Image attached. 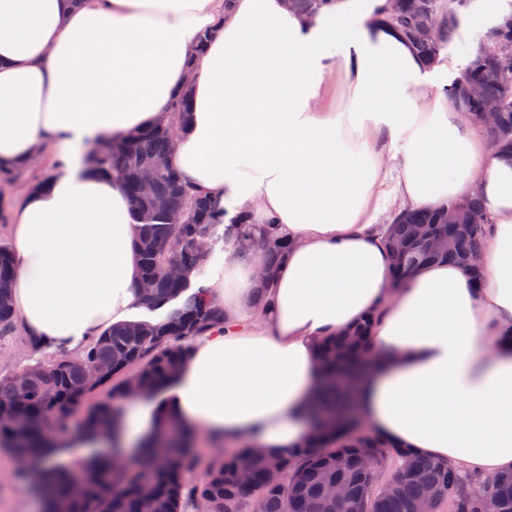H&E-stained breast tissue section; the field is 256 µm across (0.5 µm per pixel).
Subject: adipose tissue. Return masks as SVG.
<instances>
[{
	"label": "adipose tissue",
	"mask_w": 512,
	"mask_h": 512,
	"mask_svg": "<svg viewBox=\"0 0 512 512\" xmlns=\"http://www.w3.org/2000/svg\"><path fill=\"white\" fill-rule=\"evenodd\" d=\"M388 0H0V166L45 183L12 201V302L48 351L78 352L141 308L123 182L83 151L165 120L191 90L168 157L216 201L223 249L193 273L224 321L188 343L114 439L167 418L214 441L299 460L312 437L319 343L374 316L356 395L366 430L486 481L512 471V156L489 144L389 19ZM480 194L481 282L435 261L402 286L385 219ZM276 221L288 251L264 296L241 239Z\"/></svg>",
	"instance_id": "1"
}]
</instances>
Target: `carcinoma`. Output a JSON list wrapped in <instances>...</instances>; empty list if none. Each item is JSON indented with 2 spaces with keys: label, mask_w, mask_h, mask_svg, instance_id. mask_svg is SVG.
<instances>
[{
  "label": "carcinoma",
  "mask_w": 512,
  "mask_h": 512,
  "mask_svg": "<svg viewBox=\"0 0 512 512\" xmlns=\"http://www.w3.org/2000/svg\"><path fill=\"white\" fill-rule=\"evenodd\" d=\"M328 0H292L291 9L317 14ZM466 0H396L390 22L413 42L420 55L431 61L452 38L458 23L457 11ZM429 12L434 21L430 37L416 38L418 16ZM491 43L503 51H512V17L508 16L491 36ZM493 53L481 50L461 79L448 93L470 111L485 108L500 114V129L494 134L495 146L512 150V74L495 73ZM479 96L469 94L471 87ZM189 112V90L176 99L171 119L184 124ZM173 150L166 128L153 126L119 140L105 139L91 163L92 169L116 175L125 184L135 218L142 224L139 256L142 279L153 282V292L143 296L142 305L155 312L167 309L156 321L135 320L115 326L91 343L81 354L52 355L46 360L13 374H0V444L12 453L31 457L37 472L47 465L56 470L53 480L39 486L48 500L47 512H183V474L197 465V457L185 448L187 433L170 423L151 444L152 459L147 465L114 475L112 461L93 457L73 476L69 469L55 462L59 456L56 437L71 429L73 414L86 399L103 386L110 395L121 399L129 383L156 394L179 370L186 355L184 341L198 336L223 319V311L207 298L204 289L191 291L189 280L171 279L164 273L170 261L184 272L200 266L201 258L191 249L200 237L211 238L221 222L212 201L189 191L180 175L167 163ZM154 169L150 195L140 196L138 174L141 168ZM161 200L170 210L187 213V223L170 225L153 211ZM451 209L458 212V223L448 224V210H407L392 222L388 243L395 260V273L404 279L421 266L433 261H448L469 268L472 253L480 250L489 220L477 196ZM433 224L437 232L452 241L450 249L432 252L419 241V228ZM266 247L263 261L274 271L285 255L288 244L271 222L258 232ZM14 275L12 251L0 247V336L13 333L17 315L10 299ZM371 319L354 329L355 335L341 333L324 341L320 358L324 384L321 411L342 415L354 413L348 405L354 389L336 383V377L361 374L362 351L367 348ZM100 370L97 379L91 372ZM115 408L112 402L97 403L83 417L82 430L91 438H103L108 432ZM361 424H346L341 430L330 428L312 441L306 460L300 465L284 461L287 480H269L266 460L254 456L252 449L241 448L209 470L205 481L194 488L193 496L207 512H411L424 497H434L436 508L448 505V512H477L484 497H494L501 512H512V473L486 483L482 490H472L448 464L405 454L360 430ZM247 468L251 483L238 478ZM340 479L348 488L344 507L326 495L327 483ZM122 489L108 493L111 480ZM80 483L83 494L71 497V487Z\"/></svg>",
  "instance_id": "1"
}]
</instances>
